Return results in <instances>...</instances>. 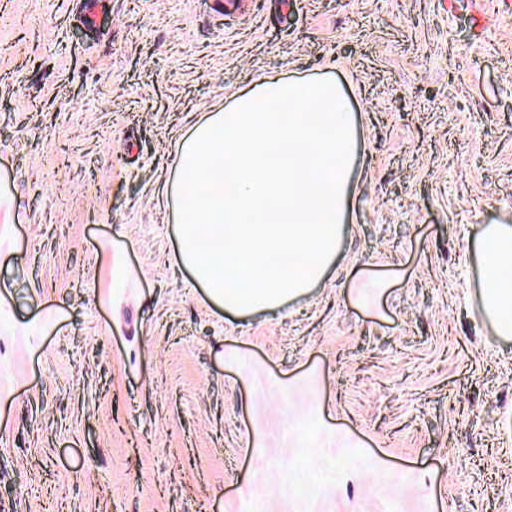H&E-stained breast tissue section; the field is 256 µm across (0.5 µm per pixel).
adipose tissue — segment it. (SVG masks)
I'll return each mask as SVG.
<instances>
[{"label": "adipose tissue", "mask_w": 512, "mask_h": 512, "mask_svg": "<svg viewBox=\"0 0 512 512\" xmlns=\"http://www.w3.org/2000/svg\"><path fill=\"white\" fill-rule=\"evenodd\" d=\"M483 262L484 311L502 336L512 335V286L502 271L512 267V225L492 224L485 230Z\"/></svg>", "instance_id": "ef3b65f1"}]
</instances>
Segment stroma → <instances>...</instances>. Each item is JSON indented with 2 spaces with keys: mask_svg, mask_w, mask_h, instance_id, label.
I'll use <instances>...</instances> for the list:
<instances>
[{
  "mask_svg": "<svg viewBox=\"0 0 512 512\" xmlns=\"http://www.w3.org/2000/svg\"><path fill=\"white\" fill-rule=\"evenodd\" d=\"M0 0V512H512V5ZM260 78L358 129L342 250L277 311L178 267L176 143ZM483 262L484 311L501 336L512 335V274L502 271L512 267V225L490 224L485 229ZM506 283V284H505Z\"/></svg>",
  "mask_w": 512,
  "mask_h": 512,
  "instance_id": "35a3bbf8",
  "label": "stroma"
}]
</instances>
